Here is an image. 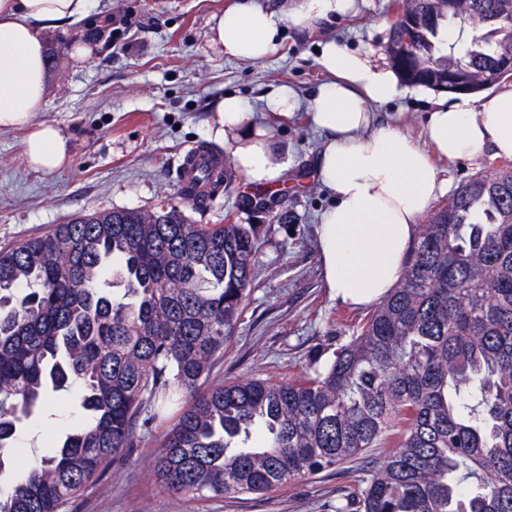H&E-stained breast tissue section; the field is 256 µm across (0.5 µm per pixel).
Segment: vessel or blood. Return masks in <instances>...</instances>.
<instances>
[{"label": "vessel or blood", "instance_id": "vessel-or-blood-1", "mask_svg": "<svg viewBox=\"0 0 512 512\" xmlns=\"http://www.w3.org/2000/svg\"><path fill=\"white\" fill-rule=\"evenodd\" d=\"M223 166V157L208 145L199 143L192 146L183 154L177 168L176 189L179 196L197 205L216 200L223 189L216 186L215 175Z\"/></svg>", "mask_w": 512, "mask_h": 512}]
</instances>
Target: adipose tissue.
Here are the masks:
<instances>
[{
    "mask_svg": "<svg viewBox=\"0 0 512 512\" xmlns=\"http://www.w3.org/2000/svg\"><path fill=\"white\" fill-rule=\"evenodd\" d=\"M356 9V0H295L276 11L238 0L213 17L208 41L226 57L260 63L274 52L281 25L308 29ZM77 23L93 28L106 19L92 14L90 0H0V130L25 129V160L47 174L67 163L69 144L57 125L36 119L46 95L43 33ZM319 63L328 79L309 101L282 86L264 110L286 117L305 109L320 133L316 176L333 199L316 229L325 286L342 304L365 307L398 285L421 218L449 190L447 165L512 158V84L452 101L419 88L433 103L419 141L373 111L409 93L392 67L333 40L321 47ZM216 115L215 134L241 174L253 181L281 177V150L246 100L225 96Z\"/></svg>",
    "mask_w": 512,
    "mask_h": 512,
    "instance_id": "obj_1",
    "label": "adipose tissue"
}]
</instances>
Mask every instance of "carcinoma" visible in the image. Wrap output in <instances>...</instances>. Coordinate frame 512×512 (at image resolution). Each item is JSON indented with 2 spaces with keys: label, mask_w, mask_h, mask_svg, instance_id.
Listing matches in <instances>:
<instances>
[{
  "label": "carcinoma",
  "mask_w": 512,
  "mask_h": 512,
  "mask_svg": "<svg viewBox=\"0 0 512 512\" xmlns=\"http://www.w3.org/2000/svg\"><path fill=\"white\" fill-rule=\"evenodd\" d=\"M394 8L386 52L404 83L484 90L512 71V0ZM446 20L473 32L462 58ZM260 249L254 225L194 224L176 204L81 214L0 249V475L14 473L0 512H62L184 394L153 459L174 492L268 493L388 447L334 512H512V165L420 225L397 287L326 364L200 392ZM74 382L84 422L17 463L23 420Z\"/></svg>",
  "instance_id": "carcinoma-1"
}]
</instances>
